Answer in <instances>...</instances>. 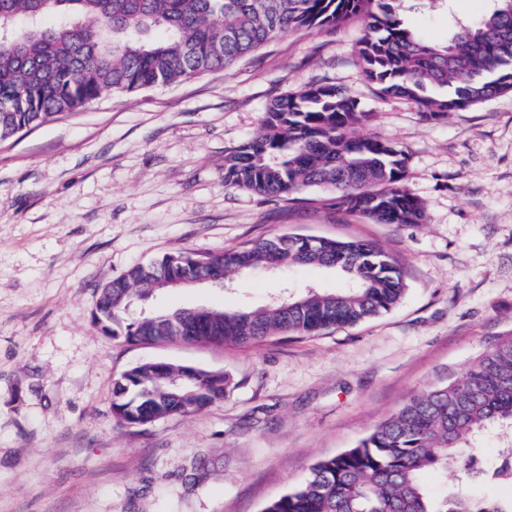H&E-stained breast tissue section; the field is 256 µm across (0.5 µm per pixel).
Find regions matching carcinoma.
<instances>
[{"label":"carcinoma","instance_id":"carcinoma-1","mask_svg":"<svg viewBox=\"0 0 512 512\" xmlns=\"http://www.w3.org/2000/svg\"><path fill=\"white\" fill-rule=\"evenodd\" d=\"M399 0H0V140L75 112L102 95H126L225 71L288 31L365 21L358 60L384 96L414 102L429 118L512 93V0H489L477 21L453 20L430 41L408 26ZM457 84L456 97L434 90ZM371 113L347 91L314 84L272 99L259 132L224 157V185L264 197L323 191L318 202L379 224H420L424 207L406 185L409 157L395 142L354 128ZM319 266L347 287L309 289L245 311L187 309L121 326L119 312L161 290L258 268ZM403 267L370 241L275 235L224 251L165 254L106 284L95 322L110 336L156 344L251 345L278 335H317L392 310ZM232 379L186 365L143 362L114 384L112 408L127 426L202 411ZM512 428V333L460 375L408 397L354 447L315 462L305 481L262 512H512V500L477 498L462 473L477 465L475 436ZM433 471L453 489L441 500L422 481Z\"/></svg>","mask_w":512,"mask_h":512}]
</instances>
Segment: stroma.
Masks as SVG:
<instances>
[{"instance_id":"35a3bbf8","label":"stroma","mask_w":512,"mask_h":512,"mask_svg":"<svg viewBox=\"0 0 512 512\" xmlns=\"http://www.w3.org/2000/svg\"><path fill=\"white\" fill-rule=\"evenodd\" d=\"M485 0L402 15L426 39ZM359 21L292 31L229 71L85 108L0 141V512H262L317 460L353 447L410 395L454 379L512 332V94L431 119L380 98ZM318 83L375 113L409 155L420 224H375L306 200L224 184L225 154L272 98ZM367 240L404 266L392 311L315 336L246 347L130 343L93 323L100 288L167 253L279 234ZM316 266L259 268L234 289L197 284L132 304L124 321L185 307L253 309L341 288ZM229 374L223 402L148 426L120 424L112 389L138 363Z\"/></svg>"}]
</instances>
